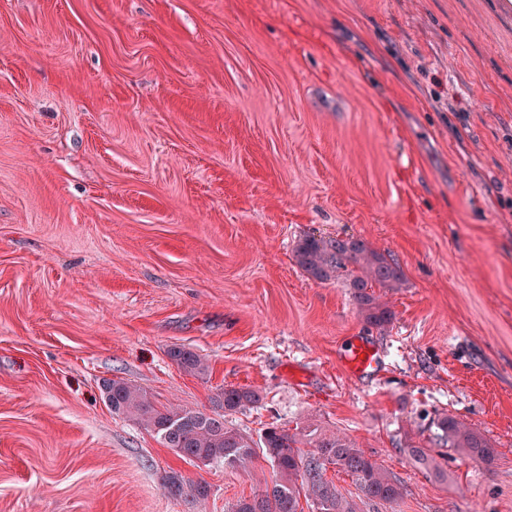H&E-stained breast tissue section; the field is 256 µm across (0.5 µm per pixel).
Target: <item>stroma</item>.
<instances>
[{"mask_svg": "<svg viewBox=\"0 0 512 512\" xmlns=\"http://www.w3.org/2000/svg\"><path fill=\"white\" fill-rule=\"evenodd\" d=\"M309 233L398 263L386 332L296 265ZM109 379L208 413L254 389L228 425L346 435L405 487L377 512H512V0H0V512H231L274 480L179 457ZM442 411L493 466L431 445ZM380 359L379 348L361 336L349 337L340 354L341 365L353 377L374 372ZM169 357L185 372L191 374H203L207 366L203 360L194 352L182 348L173 347L168 352Z\"/></svg>", "mask_w": 512, "mask_h": 512, "instance_id": "stroma-1", "label": "stroma"}]
</instances>
